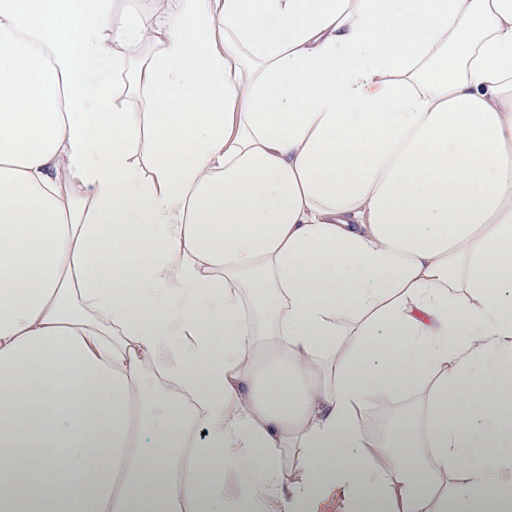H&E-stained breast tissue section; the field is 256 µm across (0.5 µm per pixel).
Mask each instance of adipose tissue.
<instances>
[{
    "label": "adipose tissue",
    "instance_id": "obj_1",
    "mask_svg": "<svg viewBox=\"0 0 512 512\" xmlns=\"http://www.w3.org/2000/svg\"><path fill=\"white\" fill-rule=\"evenodd\" d=\"M151 2L0 0V512H512V0Z\"/></svg>",
    "mask_w": 512,
    "mask_h": 512
}]
</instances>
